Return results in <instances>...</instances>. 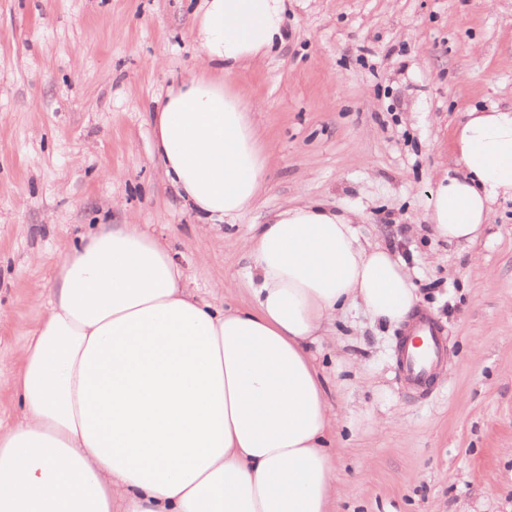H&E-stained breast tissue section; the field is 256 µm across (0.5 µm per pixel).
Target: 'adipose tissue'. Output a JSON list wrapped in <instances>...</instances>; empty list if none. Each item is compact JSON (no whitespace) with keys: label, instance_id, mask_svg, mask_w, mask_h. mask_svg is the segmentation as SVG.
I'll use <instances>...</instances> for the list:
<instances>
[{"label":"adipose tissue","instance_id":"1","mask_svg":"<svg viewBox=\"0 0 512 512\" xmlns=\"http://www.w3.org/2000/svg\"><path fill=\"white\" fill-rule=\"evenodd\" d=\"M285 12V0H202L197 62L151 118L154 154L201 230L249 210L267 182L270 153L228 78L285 42ZM453 142L462 172L435 178L427 219L471 243L512 200V107L466 112ZM358 223L303 199L256 225L241 245L246 310L197 299L140 225L83 236L18 370L0 374L19 406L0 431V512H332L347 495L328 447L342 421L311 347L348 305L400 326L419 302L407 263ZM67 474L80 480L68 496Z\"/></svg>","mask_w":512,"mask_h":512}]
</instances>
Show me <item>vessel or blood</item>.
Masks as SVG:
<instances>
[{
    "mask_svg": "<svg viewBox=\"0 0 512 512\" xmlns=\"http://www.w3.org/2000/svg\"><path fill=\"white\" fill-rule=\"evenodd\" d=\"M415 339L414 345L399 348L397 366L412 389L422 392L432 382L441 356V340L432 319L425 317L420 320Z\"/></svg>",
    "mask_w": 512,
    "mask_h": 512,
    "instance_id": "obj_1",
    "label": "vessel or blood"
}]
</instances>
